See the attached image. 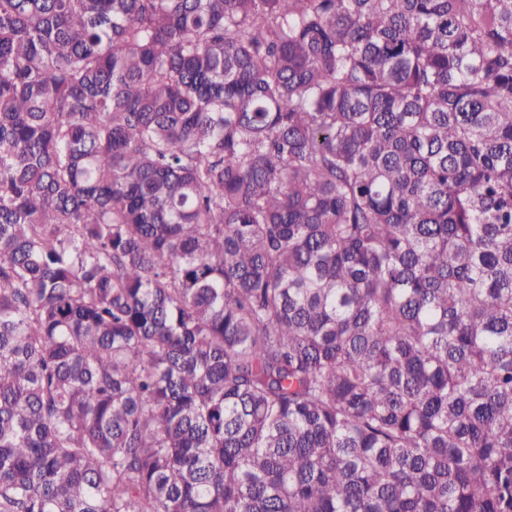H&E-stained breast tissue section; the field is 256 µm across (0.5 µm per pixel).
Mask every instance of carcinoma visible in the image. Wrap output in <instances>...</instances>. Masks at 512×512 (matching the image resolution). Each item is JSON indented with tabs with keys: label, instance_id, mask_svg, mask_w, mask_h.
Listing matches in <instances>:
<instances>
[{
	"label": "carcinoma",
	"instance_id": "cac0c4a2",
	"mask_svg": "<svg viewBox=\"0 0 512 512\" xmlns=\"http://www.w3.org/2000/svg\"><path fill=\"white\" fill-rule=\"evenodd\" d=\"M0 512H512V0H0Z\"/></svg>",
	"mask_w": 512,
	"mask_h": 512
}]
</instances>
